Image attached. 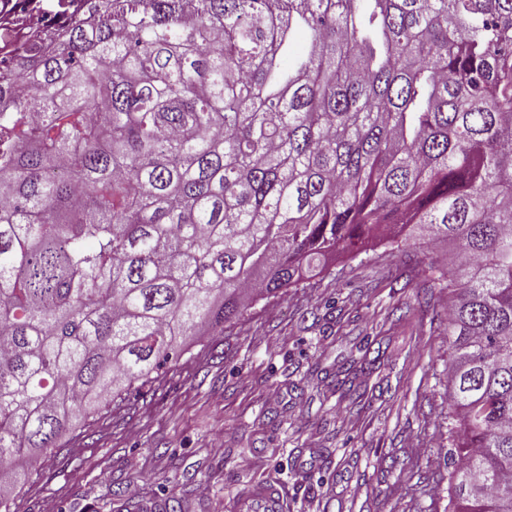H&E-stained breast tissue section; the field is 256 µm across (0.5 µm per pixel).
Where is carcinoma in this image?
Masks as SVG:
<instances>
[{
	"instance_id": "carcinoma-1",
	"label": "carcinoma",
	"mask_w": 512,
	"mask_h": 512,
	"mask_svg": "<svg viewBox=\"0 0 512 512\" xmlns=\"http://www.w3.org/2000/svg\"><path fill=\"white\" fill-rule=\"evenodd\" d=\"M41 6L0 27V512L201 328L384 240L448 242V512H504L512 0ZM13 4L17 6L11 8L9 19L14 27L23 32L49 28L51 22L49 16L38 9H32V6H24V3L15 0L10 1L7 7Z\"/></svg>"
}]
</instances>
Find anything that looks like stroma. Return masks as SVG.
Returning a JSON list of instances; mask_svg holds the SVG:
<instances>
[{
    "mask_svg": "<svg viewBox=\"0 0 512 512\" xmlns=\"http://www.w3.org/2000/svg\"><path fill=\"white\" fill-rule=\"evenodd\" d=\"M446 257L383 244L259 301L39 457L19 512H233L259 481L285 512H448ZM368 346L364 396L337 392Z\"/></svg>",
    "mask_w": 512,
    "mask_h": 512,
    "instance_id": "35a3bbf8",
    "label": "stroma"
}]
</instances>
